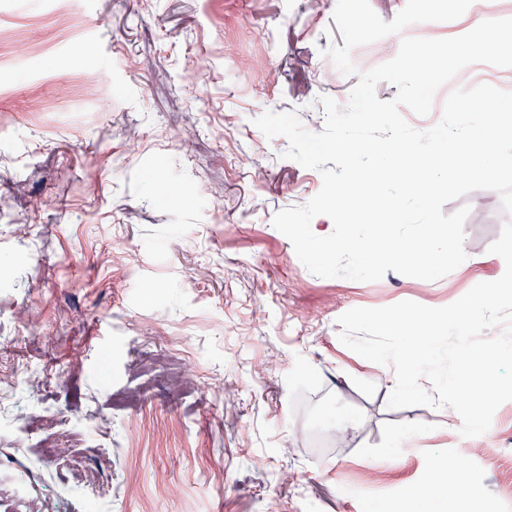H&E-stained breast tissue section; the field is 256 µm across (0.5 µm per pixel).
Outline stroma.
<instances>
[{"mask_svg": "<svg viewBox=\"0 0 512 512\" xmlns=\"http://www.w3.org/2000/svg\"><path fill=\"white\" fill-rule=\"evenodd\" d=\"M432 2L438 40L472 38L457 0ZM414 26V0H0V375L21 363L43 382L0 402V462L56 512H367L410 488L416 512H448L424 478L455 458L480 512H512V401L485 434H453L452 408H390L339 340L346 311L443 307L468 272L322 278L272 224L322 179L255 119L322 131L321 97L346 105L373 66L365 41L386 62ZM479 84L512 89V68L469 65L403 116L429 129ZM499 153L489 195L462 174L424 204L383 184L391 237L512 242V132ZM44 408L76 438L51 459L48 433L20 430ZM345 414L348 431L314 426ZM407 427L425 437L404 452Z\"/></svg>", "mask_w": 512, "mask_h": 512, "instance_id": "stroma-1", "label": "stroma"}]
</instances>
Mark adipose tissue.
Returning <instances> with one entry per match:
<instances>
[{
  "mask_svg": "<svg viewBox=\"0 0 512 512\" xmlns=\"http://www.w3.org/2000/svg\"><path fill=\"white\" fill-rule=\"evenodd\" d=\"M464 120L472 127L469 138L459 143L450 155H443L439 141L432 140L410 149L406 143L395 142L385 157L369 168L376 185L364 187L362 193L352 194L350 185L337 184L335 192L323 213L324 221L303 227L301 238L319 244L321 254L337 250H350L354 240L340 236L336 225L350 223L359 218L363 208H370L374 218L364 222L359 240L368 249L386 246L389 252L404 264H419L424 270H432L448 256V238L433 230H424L419 236L392 241L387 237L383 215L400 217V210L380 193V184L389 178L399 179L406 192L419 201H426L441 182L451 173L464 172L486 185H496L502 169L499 160V133L505 126H512V114L508 112H467ZM512 253V244H503L495 254L467 256L466 265L475 267L483 288L484 300L496 299L504 290L512 288V265L504 260Z\"/></svg>",
  "mask_w": 512,
  "mask_h": 512,
  "instance_id": "1",
  "label": "adipose tissue"
}]
</instances>
